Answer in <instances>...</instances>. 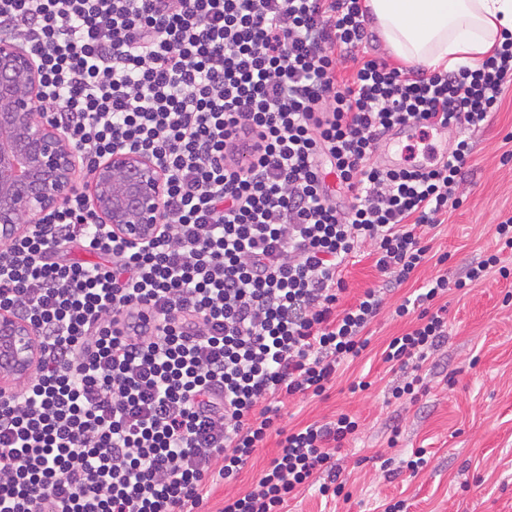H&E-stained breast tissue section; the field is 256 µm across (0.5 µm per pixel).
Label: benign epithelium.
<instances>
[{
	"label": "benign epithelium",
	"instance_id": "benign-epithelium-1",
	"mask_svg": "<svg viewBox=\"0 0 512 512\" xmlns=\"http://www.w3.org/2000/svg\"><path fill=\"white\" fill-rule=\"evenodd\" d=\"M43 80L34 56L0 37V241L25 233L72 194L79 159L58 126L39 116ZM167 180L147 155L116 150L96 163L89 198L112 235L149 242L162 223ZM37 323L0 308V393L38 369Z\"/></svg>",
	"mask_w": 512,
	"mask_h": 512
}]
</instances>
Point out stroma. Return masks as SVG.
<instances>
[{
    "label": "stroma",
    "instance_id": "stroma-1",
    "mask_svg": "<svg viewBox=\"0 0 512 512\" xmlns=\"http://www.w3.org/2000/svg\"><path fill=\"white\" fill-rule=\"evenodd\" d=\"M512 133V88L502 105L480 127L464 133L427 131L413 139L381 141L378 163L414 164L450 149L458 136L470 137L474 150L466 173L462 205L448 213L432 241L434 253L448 254L444 265L427 264L412 280L386 294V306L370 326L371 354L356 359L345 376L322 398L287 399L281 427L292 428L338 413L356 416L361 424L354 440L338 456L346 480L343 496L328 500L317 488L301 491L288 512H383L388 502L404 501V512H512V277L490 274L468 291L448 295V336L424 370L428 390L415 403H395L388 389L399 375L387 371L379 354L386 341L401 334L406 322L391 309L430 276L457 274L479 255L499 248L495 227L512 215V163L502 164ZM351 304L382 279L367 251H360L343 272ZM366 375L371 386L350 392L349 378ZM401 431L396 448H388L392 428ZM271 436L238 479L214 478L196 512H218L228 494L249 489L279 451ZM422 448L430 454L418 475L400 471L401 459Z\"/></svg>",
    "mask_w": 512,
    "mask_h": 512
}]
</instances>
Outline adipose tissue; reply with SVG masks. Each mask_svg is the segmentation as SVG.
<instances>
[{
  "label": "adipose tissue",
  "mask_w": 512,
  "mask_h": 512,
  "mask_svg": "<svg viewBox=\"0 0 512 512\" xmlns=\"http://www.w3.org/2000/svg\"><path fill=\"white\" fill-rule=\"evenodd\" d=\"M398 60L430 72L477 66L512 32V0H364Z\"/></svg>",
  "instance_id": "ef3b65f1"
}]
</instances>
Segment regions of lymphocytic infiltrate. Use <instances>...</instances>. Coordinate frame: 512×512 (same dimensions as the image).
<instances>
[{"instance_id": "1", "label": "lymphocytic infiltrate", "mask_w": 512, "mask_h": 512, "mask_svg": "<svg viewBox=\"0 0 512 512\" xmlns=\"http://www.w3.org/2000/svg\"><path fill=\"white\" fill-rule=\"evenodd\" d=\"M0 31L32 51L37 109L86 168L153 156L168 192L154 241L99 223L79 191L0 247V307L37 322L33 378L0 394V512H194L206 479L236 480L287 397L322 396L371 342L381 289L341 306L343 269L369 244L401 286L458 193L473 146L427 169L373 155L398 126H479L512 85V33L475 68L430 74L359 55L363 0H0ZM356 71L343 77L345 61ZM334 175L351 201H335ZM103 255L59 256L63 245ZM512 269L492 254L428 279L394 314L382 360L394 399L427 388L451 289ZM340 413L289 430L250 490L220 512H283L358 431Z\"/></svg>"}]
</instances>
